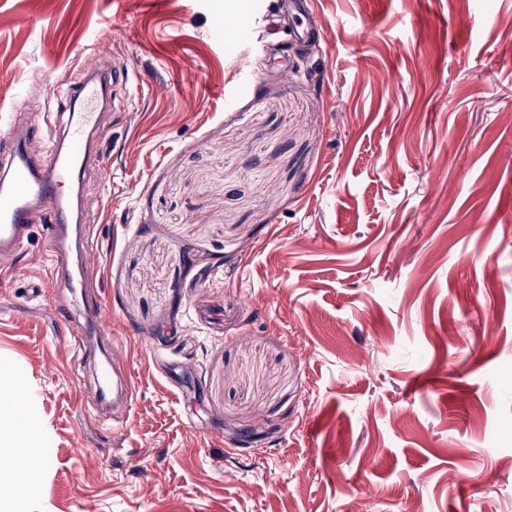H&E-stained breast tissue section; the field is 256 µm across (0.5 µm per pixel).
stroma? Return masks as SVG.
I'll use <instances>...</instances> for the list:
<instances>
[{"label":"stroma","instance_id":"35a3bbf8","mask_svg":"<svg viewBox=\"0 0 512 512\" xmlns=\"http://www.w3.org/2000/svg\"><path fill=\"white\" fill-rule=\"evenodd\" d=\"M246 2L0 0V126L68 111L112 32L84 274L134 383L94 416L35 215L0 276L20 512H512V0H307L317 50L254 0L215 41ZM253 19V11L250 8L245 10L242 14L231 20H225L224 25L217 29V33L223 39H234L242 33L246 32ZM2 397H7L12 386L1 387ZM22 386L6 399L0 398V442L2 430L6 429L9 444L17 461L27 460L32 453L33 445L40 433L39 421L27 410L28 394H23Z\"/></svg>","mask_w":512,"mask_h":512}]
</instances>
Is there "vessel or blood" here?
I'll use <instances>...</instances> for the list:
<instances>
[{"instance_id":"b4317fda","label":"vessel or blood","mask_w":512,"mask_h":512,"mask_svg":"<svg viewBox=\"0 0 512 512\" xmlns=\"http://www.w3.org/2000/svg\"><path fill=\"white\" fill-rule=\"evenodd\" d=\"M253 19L252 10H245L218 27L220 37L233 39L246 32ZM81 82L67 86L65 95L81 103L76 116L68 118L63 130L53 127H27L23 134L9 131L0 134L8 153L0 165V268H12L22 255L30 233L34 210H42L51 249L47 265L51 282L82 294L85 281L70 267L72 258L90 259L94 253L87 244L82 226L72 223L71 211L60 185L78 184L90 157L91 136L96 115L87 111V103L103 96L111 73L101 64L83 68ZM86 320L72 324L70 334L75 352L85 356L93 337L110 333V324L99 302L84 301Z\"/></svg>"}]
</instances>
